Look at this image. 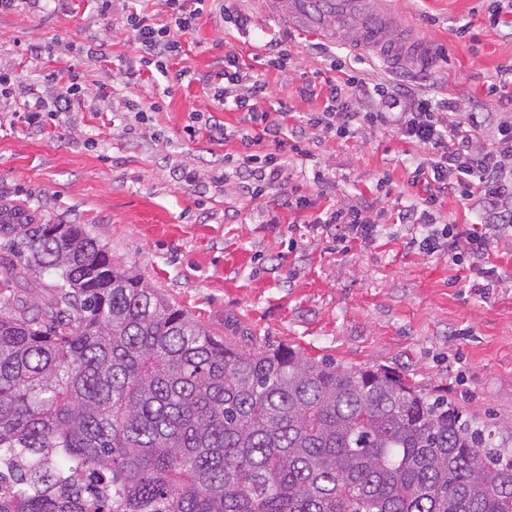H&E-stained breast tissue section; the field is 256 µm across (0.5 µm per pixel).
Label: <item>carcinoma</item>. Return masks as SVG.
I'll list each match as a JSON object with an SVG mask.
<instances>
[{
	"label": "carcinoma",
	"mask_w": 512,
	"mask_h": 512,
	"mask_svg": "<svg viewBox=\"0 0 512 512\" xmlns=\"http://www.w3.org/2000/svg\"><path fill=\"white\" fill-rule=\"evenodd\" d=\"M0 512H512V423L387 368L242 351L82 224L0 205ZM0 299L2 302L13 300V297L23 296L28 301L36 300L39 303L47 301L50 295V285L55 280V275L52 272L35 274H7L6 270L9 267L10 259V236L0 234ZM15 261V260H14Z\"/></svg>",
	"instance_id": "cac0c4a2"
}]
</instances>
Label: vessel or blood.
I'll return each instance as SVG.
<instances>
[{"instance_id": "1", "label": "vessel or blood", "mask_w": 512, "mask_h": 512, "mask_svg": "<svg viewBox=\"0 0 512 512\" xmlns=\"http://www.w3.org/2000/svg\"><path fill=\"white\" fill-rule=\"evenodd\" d=\"M283 27L323 42L366 52L387 67L425 60L430 41L400 25L389 0H260Z\"/></svg>"}]
</instances>
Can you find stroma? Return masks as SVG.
Wrapping results in <instances>:
<instances>
[{
    "instance_id": "obj_1",
    "label": "stroma",
    "mask_w": 512,
    "mask_h": 512,
    "mask_svg": "<svg viewBox=\"0 0 512 512\" xmlns=\"http://www.w3.org/2000/svg\"><path fill=\"white\" fill-rule=\"evenodd\" d=\"M252 13L249 33L225 23L221 0H206L183 53L171 70L199 79L165 91L141 67L140 49L123 28L132 11L166 22L160 0H44L36 9L0 13V71L21 89L49 96L47 73L97 81L96 93L74 100L69 112L42 125L18 120V97L0 96V200L25 206L36 223L82 224L119 264L132 268L192 319L240 349L286 347L311 358L360 367L382 366L430 392H448L491 422L512 421V281L475 288L447 256L408 248L392 216L409 205V173L425 152L391 132L364 133L346 142L319 138L314 161L293 166L286 185L315 188V174L333 183L336 200L375 199L386 224L373 245L337 247L315 224L267 221L264 201H248L234 185L203 190L180 181L177 169L207 175L224 166V145L207 135L181 133L191 110L208 99L204 76L236 49L262 74L273 99L312 111L295 93L329 62L309 36L286 34L257 0H239ZM398 20L444 48L434 89L468 98L496 112L485 85L498 66L512 64V38L489 27L484 0H392ZM469 34L458 37L460 27ZM291 37L286 72L265 70L252 57L259 46ZM108 59L88 60L90 45ZM159 101L162 112L141 125L127 99ZM389 175V189L377 186ZM10 238L0 234V299L50 295L53 273L7 274Z\"/></svg>"
}]
</instances>
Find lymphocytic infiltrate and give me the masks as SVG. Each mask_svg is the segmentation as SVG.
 Returning a JSON list of instances; mask_svg holds the SVG:
<instances>
[{
  "mask_svg": "<svg viewBox=\"0 0 512 512\" xmlns=\"http://www.w3.org/2000/svg\"><path fill=\"white\" fill-rule=\"evenodd\" d=\"M162 2L166 23L143 14L128 15L126 23L142 51V65L179 84L191 73L184 68L170 71L169 62L181 53L179 37L193 30L205 0ZM206 81L216 86L214 111L240 112L242 123L240 130L231 132L214 118V111L195 110L183 127L191 139L203 131L217 143L240 139L242 151L225 154L223 171L212 175L216 186L234 183L252 201L274 196L272 223H279L284 214L296 221L306 217L335 231L338 241L370 244L384 231L372 216V201L323 206L302 186L283 189L282 181L290 164L311 159V135L347 141L368 129H392L401 141L429 154L427 163L416 165L409 179L421 197L400 210L399 222L420 234L426 254L447 252L453 264H467L469 271L488 282L500 281L490 252L498 238L512 232L511 113L467 112L457 100L429 97L400 82L369 83L350 74L342 59L297 87L301 98L324 99L321 109L299 116L284 100L267 107V82L247 74L234 50L225 52L223 68ZM447 198L477 213L478 223L434 222L433 210Z\"/></svg>",
  "mask_w": 512,
  "mask_h": 512,
  "instance_id": "obj_1",
  "label": "lymphocytic infiltrate"
}]
</instances>
